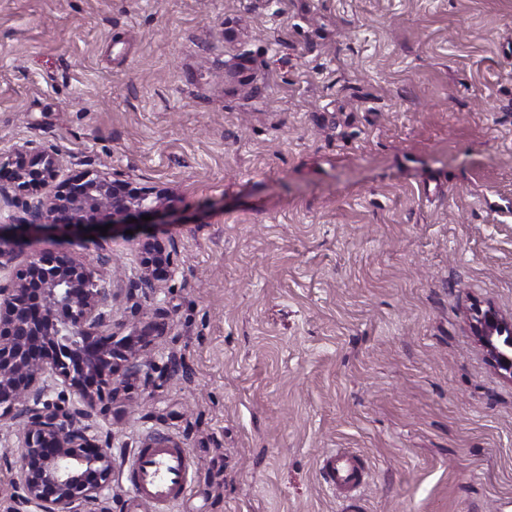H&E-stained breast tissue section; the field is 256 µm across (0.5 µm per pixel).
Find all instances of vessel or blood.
I'll return each instance as SVG.
<instances>
[{"instance_id": "obj_1", "label": "vessel or blood", "mask_w": 512, "mask_h": 512, "mask_svg": "<svg viewBox=\"0 0 512 512\" xmlns=\"http://www.w3.org/2000/svg\"><path fill=\"white\" fill-rule=\"evenodd\" d=\"M192 461L172 436L154 434L140 441L128 466L135 512H167L187 490ZM321 471L332 489L351 491L359 479L355 456L341 450L324 455Z\"/></svg>"}]
</instances>
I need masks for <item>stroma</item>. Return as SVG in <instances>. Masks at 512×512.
<instances>
[{
  "label": "stroma",
  "instance_id": "1",
  "mask_svg": "<svg viewBox=\"0 0 512 512\" xmlns=\"http://www.w3.org/2000/svg\"><path fill=\"white\" fill-rule=\"evenodd\" d=\"M26 140L178 193L19 245L121 266L113 332L163 329L95 417L112 512L150 432L193 463L171 512H341L329 448L360 512H512V379L472 330L512 317V0H0V150ZM141 255L140 279L147 284L169 280L177 270L175 249L170 243L156 236L146 237L137 243ZM321 471L326 483L333 491H351L359 479V465L355 456L341 450H330L324 454Z\"/></svg>",
  "mask_w": 512,
  "mask_h": 512
}]
</instances>
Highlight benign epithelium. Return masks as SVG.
I'll list each match as a JSON object with an SVG mask.
<instances>
[{
  "label": "benign epithelium",
  "instance_id": "obj_1",
  "mask_svg": "<svg viewBox=\"0 0 512 512\" xmlns=\"http://www.w3.org/2000/svg\"><path fill=\"white\" fill-rule=\"evenodd\" d=\"M37 185L45 195L29 201ZM170 187L135 183L112 167L63 176L60 151L33 140L0 152V421H19L16 453L1 454L10 473L5 512H112L115 459L102 444L94 410L117 398L121 369L141 371L156 339L104 336L115 299L112 274L62 249L16 264L15 234L55 228L73 234L114 227L174 208ZM140 279L169 280L175 249L156 236L137 243ZM475 332L489 362L512 379V320L480 310Z\"/></svg>",
  "mask_w": 512,
  "mask_h": 512
}]
</instances>
